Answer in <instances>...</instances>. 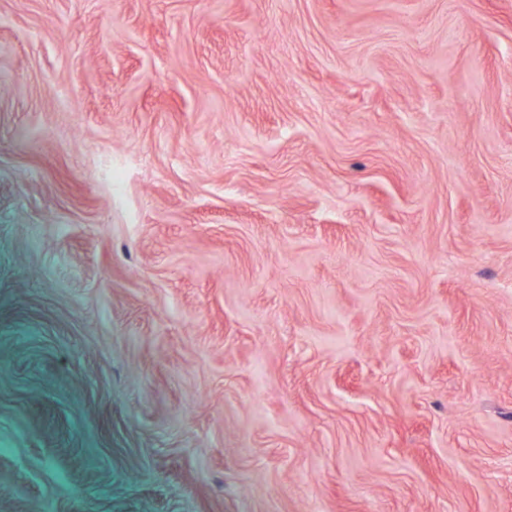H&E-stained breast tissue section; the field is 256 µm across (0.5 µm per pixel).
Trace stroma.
<instances>
[{"label": "stroma", "mask_w": 512, "mask_h": 512, "mask_svg": "<svg viewBox=\"0 0 512 512\" xmlns=\"http://www.w3.org/2000/svg\"><path fill=\"white\" fill-rule=\"evenodd\" d=\"M512 512V0H0V504Z\"/></svg>", "instance_id": "stroma-1"}]
</instances>
